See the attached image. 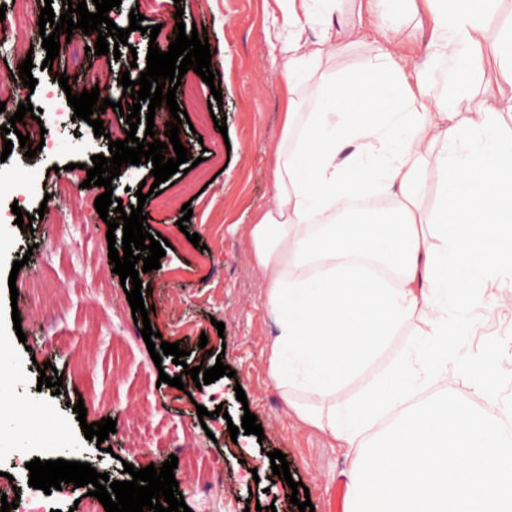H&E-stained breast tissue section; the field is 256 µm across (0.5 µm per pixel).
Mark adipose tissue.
Masks as SVG:
<instances>
[{"mask_svg": "<svg viewBox=\"0 0 512 512\" xmlns=\"http://www.w3.org/2000/svg\"><path fill=\"white\" fill-rule=\"evenodd\" d=\"M288 18L280 72L288 87L276 150L274 198L248 235L277 333L267 344L269 377L297 419L359 449L420 394L467 380L471 400L512 430L497 404L492 356L465 351L463 323L474 296L496 302L498 273L512 271V26L500 0H421L433 21L430 70L406 71L394 17L414 0H358L371 15L373 64L339 76L319 70L340 48L303 36L315 8L337 0H283ZM500 59L501 85L475 86L471 63L485 41ZM315 94L300 100L298 86ZM436 171V200L422 202ZM426 331L353 400L341 387L406 323Z\"/></svg>", "mask_w": 512, "mask_h": 512, "instance_id": "obj_1", "label": "adipose tissue"}]
</instances>
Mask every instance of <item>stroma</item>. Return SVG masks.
Segmentation results:
<instances>
[{"label": "stroma", "instance_id": "obj_1", "mask_svg": "<svg viewBox=\"0 0 512 512\" xmlns=\"http://www.w3.org/2000/svg\"><path fill=\"white\" fill-rule=\"evenodd\" d=\"M136 5L137 0H122L111 11L118 25L130 31L128 44L121 47V57L115 60L114 68L134 77L147 66L150 41L149 35L129 28V13ZM178 12L186 24L206 28L212 70L221 83L222 97L214 99L209 86L194 71H187L183 80L194 84L199 109L212 110L216 117L225 118L227 129L222 132L209 125L192 130L181 125L180 138L194 143L192 155L199 158L200 164L198 169L176 172L161 183V190L167 191L169 197L166 207L142 204L136 197L139 183L149 176L151 163L144 161L122 168L112 187L114 197L122 199L124 205L142 204L147 231L160 233L169 242L159 269L141 274L140 279L151 288L143 300L151 309L153 331L161 333L164 341L179 343L188 353L186 363L173 364L166 356L161 364H154L142 335L134 331L129 302H122L119 318H108L95 326L86 323V310L105 301L107 289L120 285V277L113 273L108 257V226L94 207L95 191L75 184L50 199L39 191L21 201L16 198L13 181L30 172L43 175L56 165L90 164L85 148L98 143L99 138L92 126L78 119L67 128L48 127L47 133L56 143L53 150L31 159L14 152L4 163L11 177L0 182V207L19 204L34 220L27 232L17 227L0 229V353L22 367L20 376L7 379L10 393L0 401V409L16 411L22 405L38 402L42 433L62 434L65 446L75 448L81 462L120 481L125 477L121 460L87 440L82 422L108 417L123 420L127 412L124 390L128 384L147 374L154 378L162 372L178 376L183 388L165 383L155 388V414L170 434L185 428L198 435L206 429L212 432V439L204 446L224 458V512H244L251 498L258 500L260 506H275L276 512H299L287 497L292 480L308 488L315 512H331L333 493L346 486L353 456L330 435L301 424L269 380L265 346L276 332V323L263 306L260 275L251 260L247 236L249 224L273 200L275 151L284 132L286 91L278 76L284 63L280 51L283 3L156 0L144 23L156 25ZM397 24L398 54L406 66L428 64L430 23L419 24L407 16L398 19ZM369 31L370 19L358 16L356 0H342L334 18L317 14L306 37L316 42L328 36L341 44V53L329 62L330 69L341 75L372 62V48L355 41L357 35ZM37 37V31H30L27 41H10L0 50V77L12 81V94L5 99L6 116L14 115L15 100L27 97L37 104L48 90L57 99H65L59 75L86 79L96 68L98 57L91 51L94 36L74 30L70 40L61 43L60 54L49 70L42 66V51L30 49L31 40ZM28 58L33 61L31 73L37 81L31 91L16 74L18 65ZM223 143L229 144L230 149L224 152L222 162H214L212 150ZM186 203L191 204L193 215L182 230L177 220ZM194 232L199 234L202 248H195L189 241V234ZM22 258L27 259L32 278L43 280L45 287L66 295L67 312L57 330L67 336L70 349L49 352L50 337L43 316L25 307L13 312L8 280L13 262ZM502 282L500 302H485L461 315L452 309L448 315L463 318L467 347L472 354L495 352L497 402L501 408L512 409V274L504 275ZM17 317L28 325L22 340L14 330L13 320ZM219 321L224 323V331H217L215 324ZM423 328L418 320L402 326L388 346L341 389V398L349 399L363 391ZM127 335L132 338V354L123 370L113 371L112 342ZM202 340L207 343L203 349L198 346ZM89 344L99 350V362L89 377L96 387L110 389L111 400L88 408L86 419L81 422L72 405L86 398L85 388L65 386L57 394L38 389L37 366L48 361L60 376H69L73 352ZM219 360L235 370V377L223 376L199 387L184 373L188 367H213ZM240 389L246 394L242 402L236 398ZM189 396L194 399L190 405L185 402ZM201 406L211 411V418L199 420L197 409ZM219 406L224 408V415L216 414ZM247 411L256 415L262 435L231 436L229 424H240ZM273 450L285 454L291 480L273 475L268 457ZM0 472L12 474L21 498L42 499L47 512H69L75 500L87 493L83 487L63 495L33 489L28 470L12 468L6 459L0 461Z\"/></svg>", "mask_w": 512, "mask_h": 512}]
</instances>
